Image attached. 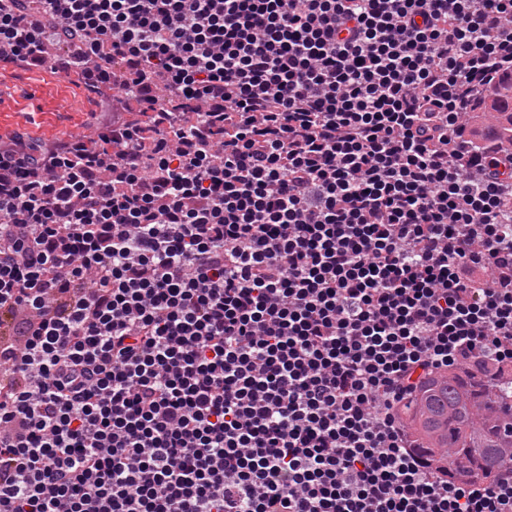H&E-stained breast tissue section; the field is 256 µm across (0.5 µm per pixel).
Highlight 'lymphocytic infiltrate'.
I'll list each match as a JSON object with an SVG mask.
<instances>
[{
  "label": "lymphocytic infiltrate",
  "instance_id": "f902f5d3",
  "mask_svg": "<svg viewBox=\"0 0 512 512\" xmlns=\"http://www.w3.org/2000/svg\"><path fill=\"white\" fill-rule=\"evenodd\" d=\"M0 53L106 93L0 148V512H512L398 414L512 378V148L460 121L512 0H0Z\"/></svg>",
  "mask_w": 512,
  "mask_h": 512
}]
</instances>
